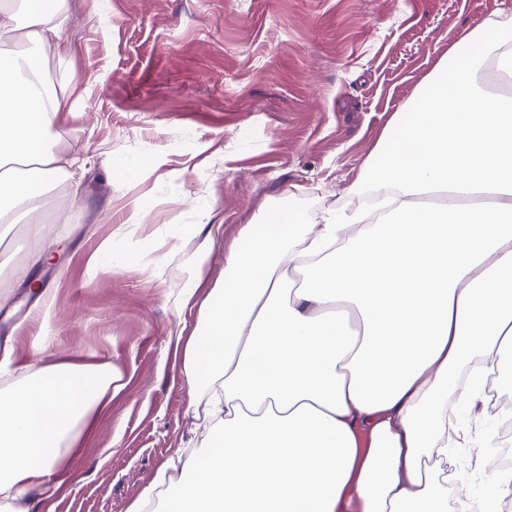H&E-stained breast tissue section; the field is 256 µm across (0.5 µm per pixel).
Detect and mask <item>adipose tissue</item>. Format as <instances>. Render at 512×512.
<instances>
[{"label":"adipose tissue","mask_w":512,"mask_h":512,"mask_svg":"<svg viewBox=\"0 0 512 512\" xmlns=\"http://www.w3.org/2000/svg\"><path fill=\"white\" fill-rule=\"evenodd\" d=\"M0 0V223L84 168L47 146L75 110L39 50L71 54L59 14ZM477 34L457 40L416 102L394 113L357 185L394 187L376 223L306 224L277 208L245 225L224 285L183 348L188 383L213 395L206 444L127 512H448V386L462 365L512 359V98L482 92ZM0 391V512L51 492L112 404L111 365L37 348Z\"/></svg>","instance_id":"adipose-tissue-1"}]
</instances>
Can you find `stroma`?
Masks as SVG:
<instances>
[{"mask_svg": "<svg viewBox=\"0 0 512 512\" xmlns=\"http://www.w3.org/2000/svg\"><path fill=\"white\" fill-rule=\"evenodd\" d=\"M73 53L45 52L48 77L78 96L53 137L88 156L44 193L47 220L0 240V351L13 368L34 342L55 355L111 364L122 387L53 493L29 512H126L197 430L204 389L189 386L180 346L224 282V256L273 208L318 224L359 198L352 183L394 113L408 108L450 46L512 0H66ZM143 218L133 223L134 207ZM50 266L26 270L38 241ZM122 267L90 259L104 241ZM210 260L191 301L180 294L197 249ZM472 445L453 448L450 482L480 504V455L496 416L468 418ZM124 263V253L121 249L112 245V241L105 243L100 250L99 256L93 260V269L97 272L112 271V269L122 266Z\"/></svg>", "mask_w": 512, "mask_h": 512, "instance_id": "stroma-1", "label": "stroma"}]
</instances>
